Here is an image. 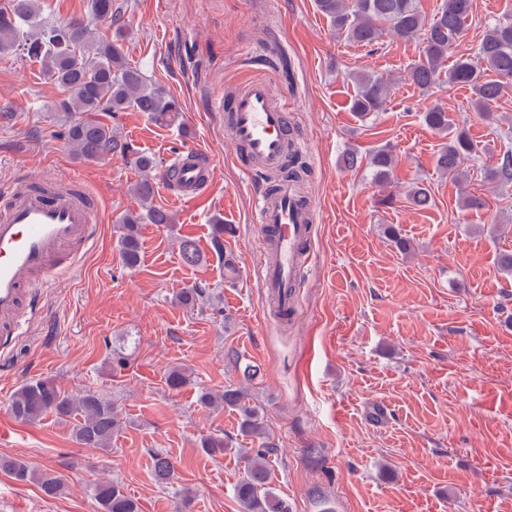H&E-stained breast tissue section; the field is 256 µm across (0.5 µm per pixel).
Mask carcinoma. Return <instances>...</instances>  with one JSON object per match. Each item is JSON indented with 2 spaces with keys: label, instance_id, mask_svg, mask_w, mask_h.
<instances>
[{
  "label": "carcinoma",
  "instance_id": "obj_1",
  "mask_svg": "<svg viewBox=\"0 0 512 512\" xmlns=\"http://www.w3.org/2000/svg\"><path fill=\"white\" fill-rule=\"evenodd\" d=\"M317 9L328 19L336 34L349 41L371 46L385 36L400 41L416 40L422 50L407 68L408 80L424 92L446 82L466 87L471 93L470 107L484 120L494 118L493 107L504 91L512 88V19H496L485 29L475 51L459 49L471 0H443L441 9L430 20L418 10L416 0H315ZM92 17L105 25L100 30L82 19L57 24L41 17L38 0H8L0 8V54H12L40 63L46 80L61 93L55 110L64 113L67 141L78 159L94 162L119 154L139 170L140 180L131 192L140 203L141 213H126L120 220L118 248L126 267L133 269L141 260L140 225L172 224L175 218L152 206L155 187L162 168L152 155L136 149L122 139L117 128L94 118L97 112L117 116L122 112H144L161 126L182 124V110L163 87L137 66L131 65L121 50V10L112 0H91ZM355 83L351 111L363 120L383 112L390 101L393 79L380 73L352 76ZM425 123L448 136L437 157L438 169L456 180L465 176L464 164L473 160L474 143L465 126L459 125L439 103L429 104L423 113ZM396 156L389 147L376 150L369 162L374 184L385 191L394 183ZM286 180L304 181L307 168L291 155L281 170ZM492 183L512 184V151L486 169ZM388 241L405 252L409 241L401 229L388 224ZM179 256L187 265L200 261L197 243L180 239ZM207 289L195 285L175 295L184 306L205 304ZM200 404L210 409L228 408L239 415V431L249 437L254 448L243 449L247 464L237 486L242 512H290L288 503L274 492L270 475L278 447L261 422L260 409L250 402L245 388L227 387L222 391L204 390ZM11 413L19 420L36 422L45 414L59 418H79L72 438L83 448H107L120 419L112 402L90 390L75 396L50 379L21 383L9 399ZM0 468L20 482H36L48 496L62 493L63 475L52 470L36 472L19 459H0ZM174 470L173 461L154 455V475L165 482ZM95 498L101 512H136L137 505L118 486L98 484Z\"/></svg>",
  "mask_w": 512,
  "mask_h": 512
}]
</instances>
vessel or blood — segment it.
<instances>
[{"label": "vessel or blood", "mask_w": 512, "mask_h": 512, "mask_svg": "<svg viewBox=\"0 0 512 512\" xmlns=\"http://www.w3.org/2000/svg\"><path fill=\"white\" fill-rule=\"evenodd\" d=\"M220 108L244 173L264 175L285 165L290 146L299 142L286 97L255 78L225 97ZM215 163V156L199 147L179 149L172 157L174 179L168 189L182 200L196 199L209 188ZM315 214L313 199L290 182L260 191L259 279L288 310L313 260L308 240ZM97 215L96 198L76 176H17L0 184L1 349L35 314L39 290L88 249Z\"/></svg>", "instance_id": "b4317fda"}]
</instances>
